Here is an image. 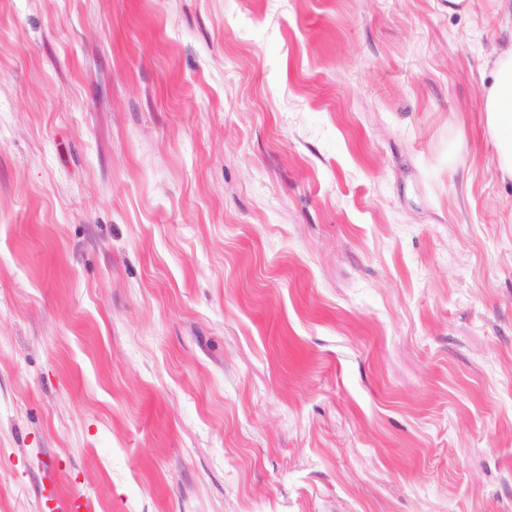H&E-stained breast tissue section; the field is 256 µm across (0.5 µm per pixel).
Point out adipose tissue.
Returning <instances> with one entry per match:
<instances>
[{"label": "adipose tissue", "instance_id": "obj_1", "mask_svg": "<svg viewBox=\"0 0 512 512\" xmlns=\"http://www.w3.org/2000/svg\"><path fill=\"white\" fill-rule=\"evenodd\" d=\"M483 112L496 151V169L502 179L512 181V48L499 52L493 61Z\"/></svg>", "mask_w": 512, "mask_h": 512}]
</instances>
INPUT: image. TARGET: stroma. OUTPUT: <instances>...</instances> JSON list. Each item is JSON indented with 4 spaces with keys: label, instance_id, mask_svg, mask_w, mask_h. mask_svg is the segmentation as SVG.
Returning <instances> with one entry per match:
<instances>
[{
    "label": "stroma",
    "instance_id": "1",
    "mask_svg": "<svg viewBox=\"0 0 512 512\" xmlns=\"http://www.w3.org/2000/svg\"><path fill=\"white\" fill-rule=\"evenodd\" d=\"M492 0H0V512H512Z\"/></svg>",
    "mask_w": 512,
    "mask_h": 512
}]
</instances>
